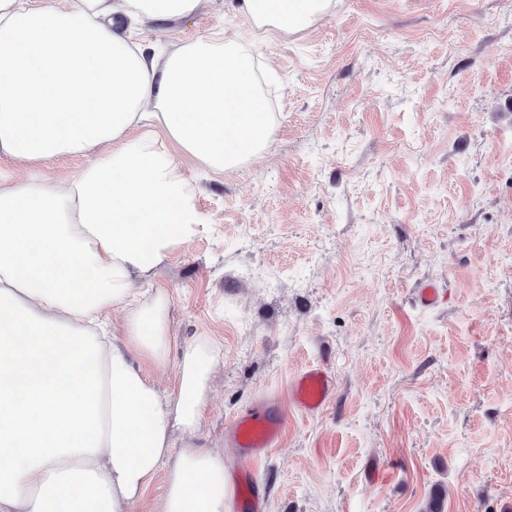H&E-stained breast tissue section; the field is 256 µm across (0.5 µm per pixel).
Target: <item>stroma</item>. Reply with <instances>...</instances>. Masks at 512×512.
<instances>
[{
	"label": "stroma",
	"mask_w": 512,
	"mask_h": 512,
	"mask_svg": "<svg viewBox=\"0 0 512 512\" xmlns=\"http://www.w3.org/2000/svg\"><path fill=\"white\" fill-rule=\"evenodd\" d=\"M236 2L132 32L246 44L275 114L238 170L176 158L201 226L135 282L169 298L162 392L219 343L192 440L261 512H512V0H335L287 36ZM311 364L336 392L306 414L288 381ZM263 398L287 428L257 463L231 423Z\"/></svg>",
	"instance_id": "35a3bbf8"
}]
</instances>
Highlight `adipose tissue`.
<instances>
[{"instance_id":"1","label":"adipose tissue","mask_w":512,"mask_h":512,"mask_svg":"<svg viewBox=\"0 0 512 512\" xmlns=\"http://www.w3.org/2000/svg\"><path fill=\"white\" fill-rule=\"evenodd\" d=\"M198 2L0 0V159L25 170L0 175V512H131L161 472L154 512H226L223 454L171 443L200 429L217 349L188 344L164 397L168 298L134 286L200 225L175 153L221 174L271 140L247 46L206 38L160 58L133 42L130 24ZM332 6L239 0L257 30L286 35ZM68 155L88 162L45 179Z\"/></svg>"}]
</instances>
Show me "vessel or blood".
Returning a JSON list of instances; mask_svg holds the SVG:
<instances>
[{"label": "vessel or blood", "instance_id": "obj_1", "mask_svg": "<svg viewBox=\"0 0 512 512\" xmlns=\"http://www.w3.org/2000/svg\"><path fill=\"white\" fill-rule=\"evenodd\" d=\"M335 384V378L327 368L308 366L290 380L291 402L299 411L310 414L319 412L329 404ZM284 425V415L277 402L265 400L234 420V445L254 458H262L269 448L277 445Z\"/></svg>", "mask_w": 512, "mask_h": 512}]
</instances>
